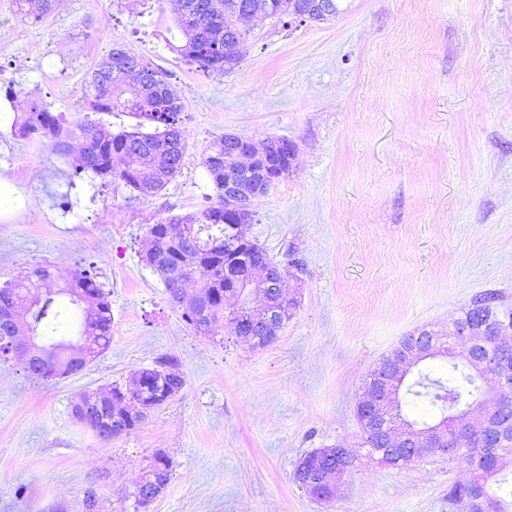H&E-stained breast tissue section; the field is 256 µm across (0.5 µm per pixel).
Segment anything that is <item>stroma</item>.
<instances>
[{
    "label": "stroma",
    "mask_w": 512,
    "mask_h": 512,
    "mask_svg": "<svg viewBox=\"0 0 512 512\" xmlns=\"http://www.w3.org/2000/svg\"><path fill=\"white\" fill-rule=\"evenodd\" d=\"M340 14L245 25L229 73L185 65L139 0H59L40 21L0 0V287L50 267L58 287L94 267L112 304L108 349L76 374L31 376L0 353V512H459L464 466L429 458L405 470L361 457L328 502L293 476L304 455L357 447L366 374L422 325L444 332L494 293L512 312V0H341ZM165 70L179 91L187 150L153 197L73 173L46 139L14 125L41 100L72 128L132 125L92 112L89 71L113 48ZM18 97L6 102V88ZM233 133L285 138L292 168L244 228L284 267L297 306L273 345L230 331L197 336L139 259L149 225L216 201L202 165ZM176 356L183 390L111 441L72 414L80 396ZM172 475L147 508L135 483L157 452Z\"/></svg>",
    "instance_id": "stroma-1"
}]
</instances>
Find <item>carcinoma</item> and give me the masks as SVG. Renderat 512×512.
I'll return each mask as SVG.
<instances>
[{
    "mask_svg": "<svg viewBox=\"0 0 512 512\" xmlns=\"http://www.w3.org/2000/svg\"><path fill=\"white\" fill-rule=\"evenodd\" d=\"M19 12L28 18L39 20L49 15L55 0H17ZM298 0H178V25L185 43L177 45L165 36L168 48L176 52L184 63L205 73L224 74L239 64L237 45L240 31L235 24L237 15L259 12L265 18H282L294 12ZM127 51L121 47L89 72L87 80V104L93 112H126L138 119L132 130L116 133L95 123L80 127L83 146L76 155L70 154L68 139L71 131L61 117L43 104L29 105L27 118L19 127L22 137H46L55 151L69 159L75 172L90 171L110 180H120L137 192V197L154 196L161 192L180 171L187 148L184 131L180 126V114L184 106L179 92L160 70L143 64V69L127 63ZM116 85L125 87L128 97L112 98ZM203 165L216 190L214 205L197 213L176 215L163 223L149 226V250L142 253L141 261L156 263L164 270V284L170 300L178 303L190 298L198 307L185 310L183 320L194 332L208 339H215L221 330L231 333L244 331L255 338L254 347L265 348L277 340L265 334L262 328L261 310L255 314L243 312L239 301L237 278L226 272L233 251L224 246V175L238 170V154L232 147L224 146V138L214 140L203 157ZM259 168L280 180L290 172L288 157L269 153L256 161ZM237 249L252 254L267 267L272 277L285 274L277 262L253 241L236 244ZM97 275L81 270L72 276L63 289L51 287V273L39 267L26 277L27 284H15L0 288V325L8 327L16 311L23 307L20 296L24 288H33L41 305L32 317V327L37 336L52 342L54 350L41 358L43 379L48 380L59 372H68L72 366L67 345L54 342L70 322L72 307L81 309L80 335L82 345L93 355L108 348L112 339V306L106 293L96 281ZM497 296L489 292L474 298L462 310L460 320L475 326L496 322L512 327V320L502 316ZM178 359L173 355L159 357L151 371L137 375L130 391L158 408L166 403L157 395L160 385L181 389L183 376L177 371ZM494 382L489 376H479L456 362L447 368L420 369L405 390L406 399L423 401L427 415L447 419L452 404L466 407L481 401V382ZM125 391L120 383L100 392V398L91 408L85 424L97 435L108 441L112 434L102 429V422L115 423L128 433L139 423L138 407L124 399L119 392ZM166 457L158 453L154 463L135 484L132 496L141 508L152 499L147 497V486L158 480L168 483L171 470L159 475L156 463ZM451 461L472 469L471 482L459 483L450 490V498L459 504L461 512H471L472 500L478 494L486 497L491 506L488 512H512V499L498 498L488 491V481L496 479L504 485L512 476V427L504 430V440L497 448L489 450L475 440L462 448ZM331 463L308 464L303 458L297 465L294 481L308 473L313 480L324 481L326 468Z\"/></svg>",
    "mask_w": 512,
    "mask_h": 512,
    "instance_id": "carcinoma-1",
    "label": "carcinoma"
}]
</instances>
